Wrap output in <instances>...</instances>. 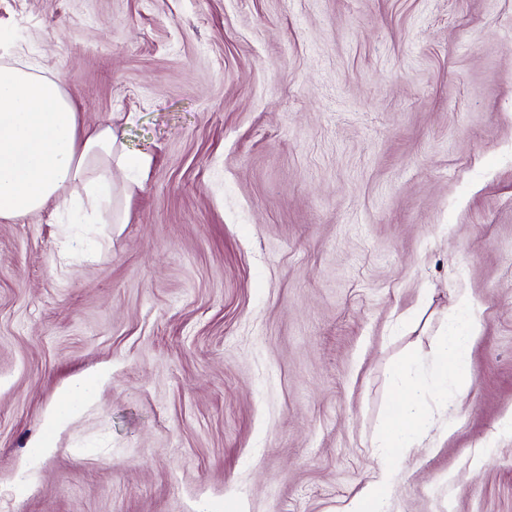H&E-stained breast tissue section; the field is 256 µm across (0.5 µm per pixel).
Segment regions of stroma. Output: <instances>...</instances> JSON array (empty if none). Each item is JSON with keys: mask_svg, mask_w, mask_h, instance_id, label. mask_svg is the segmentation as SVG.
Returning <instances> with one entry per match:
<instances>
[{"mask_svg": "<svg viewBox=\"0 0 512 512\" xmlns=\"http://www.w3.org/2000/svg\"><path fill=\"white\" fill-rule=\"evenodd\" d=\"M20 47L151 164L69 243L71 203L0 220V512H345L463 297L389 512H512V0H0ZM474 311L473 303L465 298L459 300L448 319L447 332L439 338L429 367L414 356L396 364L391 375L396 403L372 442L381 465L356 497L349 512H388L396 469L430 430L428 396L437 394L439 401L447 403L448 395L461 401L469 394L472 385L469 358L472 345L481 333ZM99 378H79L76 379L67 389L61 399L63 403L57 405L50 413L47 419V425L58 428L72 414L82 409L91 401L95 390L98 387Z\"/></svg>", "mask_w": 512, "mask_h": 512, "instance_id": "stroma-1", "label": "stroma"}]
</instances>
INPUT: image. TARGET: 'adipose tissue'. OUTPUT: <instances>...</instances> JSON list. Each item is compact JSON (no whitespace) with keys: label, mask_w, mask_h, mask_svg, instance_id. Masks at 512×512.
Segmentation results:
<instances>
[{"label":"adipose tissue","mask_w":512,"mask_h":512,"mask_svg":"<svg viewBox=\"0 0 512 512\" xmlns=\"http://www.w3.org/2000/svg\"><path fill=\"white\" fill-rule=\"evenodd\" d=\"M122 126L81 128L72 94L58 75L22 53L1 61L0 219L21 220L79 190L84 217L95 223L112 206L113 167L141 173L150 166L149 155L124 152ZM474 311L473 303L459 300L430 365L412 356L396 364V403L372 442L381 465L350 512H388L396 469L430 430V394L443 402L467 397L471 348L481 333Z\"/></svg>","instance_id":"ef3b65f1"}]
</instances>
